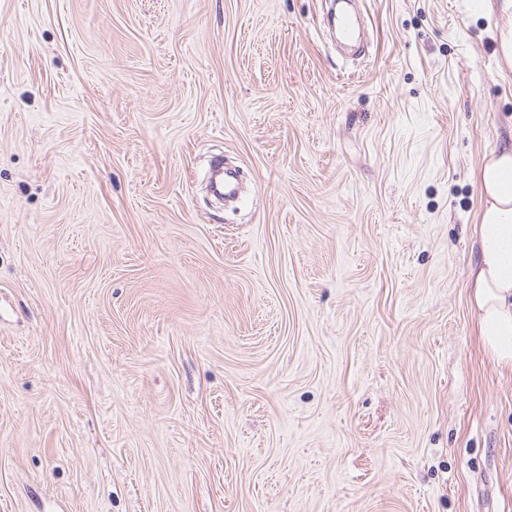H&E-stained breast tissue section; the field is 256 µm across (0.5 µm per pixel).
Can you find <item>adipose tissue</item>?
<instances>
[{"instance_id":"adipose-tissue-1","label":"adipose tissue","mask_w":512,"mask_h":512,"mask_svg":"<svg viewBox=\"0 0 512 512\" xmlns=\"http://www.w3.org/2000/svg\"><path fill=\"white\" fill-rule=\"evenodd\" d=\"M477 258L470 274L475 329L493 363L512 368V144L493 151L477 174Z\"/></svg>"}]
</instances>
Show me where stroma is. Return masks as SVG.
Segmentation results:
<instances>
[{
	"instance_id": "1",
	"label": "stroma",
	"mask_w": 512,
	"mask_h": 512,
	"mask_svg": "<svg viewBox=\"0 0 512 512\" xmlns=\"http://www.w3.org/2000/svg\"><path fill=\"white\" fill-rule=\"evenodd\" d=\"M363 9L350 57L326 0H0V512H512L500 14ZM477 258L471 269L470 306L485 352L512 368V144L493 151L477 174Z\"/></svg>"
}]
</instances>
